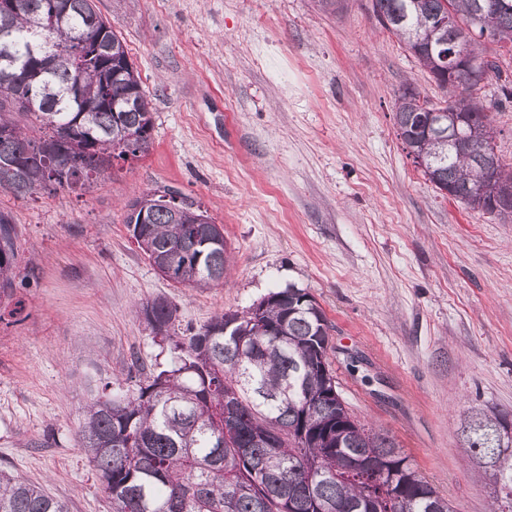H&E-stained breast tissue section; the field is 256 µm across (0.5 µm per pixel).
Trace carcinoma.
I'll use <instances>...</instances> for the list:
<instances>
[{"label": "carcinoma", "mask_w": 512, "mask_h": 512, "mask_svg": "<svg viewBox=\"0 0 512 512\" xmlns=\"http://www.w3.org/2000/svg\"><path fill=\"white\" fill-rule=\"evenodd\" d=\"M494 2V41L512 45V0H373L379 23L445 91L450 112L464 116L474 145L492 142L495 128L474 96L469 73L456 69L440 80L429 46L434 20L451 12L440 40L450 52L463 27ZM0 9V54L16 61L19 81L0 82V190L24 197L38 189L88 192L108 179L114 163L149 153L150 101L125 42L94 0H17ZM485 72L512 81L494 60ZM31 96L35 108L24 106ZM419 92L402 86L395 121L409 152L424 153V177L473 209L512 221L479 197L492 180L512 198V169L486 161L477 150L450 151L416 108ZM69 164L58 172L61 163ZM174 213L166 195L147 192L128 205L126 224L144 257L168 269L166 280L193 288L224 282L231 257L224 234L206 232L210 218L182 199ZM16 233L0 211V291L16 287ZM154 338L169 345L168 368L140 373L127 390L102 394L84 408L80 445L97 468L112 512H452L448 499L414 468L396 442L352 418L328 394L335 380L328 360L329 327L303 288L269 292L248 309L216 316L190 336L175 332L177 309L165 299L139 306ZM229 331H224L225 327ZM235 404L236 433L221 427L225 401ZM464 451L512 512V421L469 412L461 423ZM370 454L378 473L355 470L351 460ZM0 512H67L42 487L0 470Z\"/></svg>", "instance_id": "carcinoma-1"}]
</instances>
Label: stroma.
Returning <instances> with one entry per match:
<instances>
[{
	"label": "stroma",
	"mask_w": 512,
	"mask_h": 512,
	"mask_svg": "<svg viewBox=\"0 0 512 512\" xmlns=\"http://www.w3.org/2000/svg\"><path fill=\"white\" fill-rule=\"evenodd\" d=\"M95 3L152 101L153 145L84 195L0 192L22 282L0 293V470L68 512H112L78 432L104 387L170 364L136 305L166 299L187 336L294 286L326 315L351 415L394 438L454 512H489L461 422L512 419V223L443 194L408 156L395 102L406 84L442 100L429 72L372 0ZM500 85L478 97L511 167ZM167 189L223 227L222 285L167 281L131 238L129 202Z\"/></svg>",
	"instance_id": "stroma-1"
}]
</instances>
